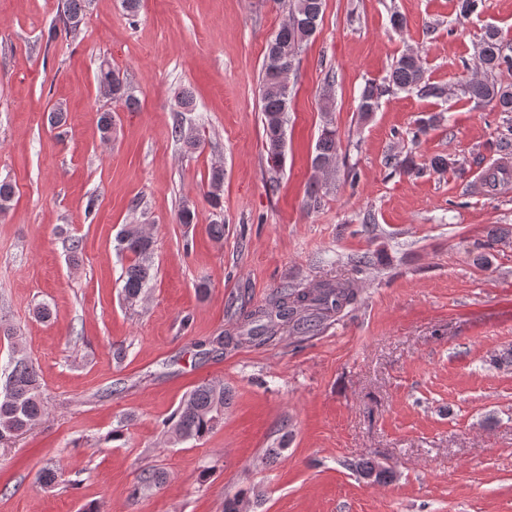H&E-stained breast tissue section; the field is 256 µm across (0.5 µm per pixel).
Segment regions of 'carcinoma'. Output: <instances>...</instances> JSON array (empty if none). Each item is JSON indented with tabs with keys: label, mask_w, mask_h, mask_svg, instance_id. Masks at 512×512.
<instances>
[{
	"label": "carcinoma",
	"mask_w": 512,
	"mask_h": 512,
	"mask_svg": "<svg viewBox=\"0 0 512 512\" xmlns=\"http://www.w3.org/2000/svg\"><path fill=\"white\" fill-rule=\"evenodd\" d=\"M323 6L324 0H289L288 18L268 46L262 66L260 109L270 163L276 164L284 156L289 103V90L276 80L274 70L296 69L300 48L315 34ZM85 7L86 0H64L63 23L66 28H77ZM477 69L479 74L453 87L434 83L426 76L420 56L413 51L404 52L391 66L384 83L370 82L363 87L358 98V112L367 120L378 109L385 94L400 91L437 99L459 94L499 112L512 113V83L495 79V73L512 70V56L504 53L498 30L489 28L484 32L477 50ZM97 81L102 97L122 101L128 107L135 105L136 99L126 80L112 69L109 62L100 64ZM325 83L322 100L326 117L311 156V167L318 173L329 175L336 168L339 144L336 128L329 117L334 74H328ZM208 184V196L217 207L224 184L222 167L211 170ZM118 246L120 251L134 256L122 273V295L132 304L143 297L153 278V240L141 225L126 224L119 233ZM355 301L356 294L350 285L339 280L323 281L312 291L280 288L271 294L265 305L243 314V326L238 335L220 336L213 343L266 345L274 342L288 327L302 334L313 333L322 321L339 314ZM227 401L229 392L222 383L206 382L196 386L166 421L167 433L177 443L203 439L223 418ZM44 413L36 365L17 345L8 354L6 367L0 370V445L4 447L28 432ZM355 468L361 475L378 482L393 477L391 468L372 461L358 462ZM61 477L60 468L46 466L40 470L38 482L51 488ZM163 479L161 473L147 471L133 493L158 487Z\"/></svg>",
	"instance_id": "obj_1"
}]
</instances>
